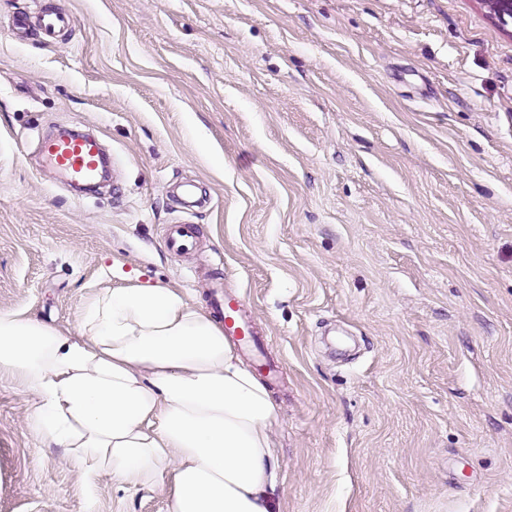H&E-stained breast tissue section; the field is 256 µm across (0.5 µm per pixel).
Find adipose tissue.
<instances>
[{
  "label": "adipose tissue",
  "mask_w": 512,
  "mask_h": 512,
  "mask_svg": "<svg viewBox=\"0 0 512 512\" xmlns=\"http://www.w3.org/2000/svg\"><path fill=\"white\" fill-rule=\"evenodd\" d=\"M86 480L159 485L168 512H274L279 414L218 319L161 285L103 288L68 331L0 313V376Z\"/></svg>",
  "instance_id": "ef3b65f1"
}]
</instances>
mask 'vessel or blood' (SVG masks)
Returning a JSON list of instances; mask_svg holds the SVG:
<instances>
[{"instance_id": "1", "label": "vessel or blood", "mask_w": 512, "mask_h": 512, "mask_svg": "<svg viewBox=\"0 0 512 512\" xmlns=\"http://www.w3.org/2000/svg\"><path fill=\"white\" fill-rule=\"evenodd\" d=\"M38 30L44 42L53 41L61 32L73 29L69 15L46 12L38 17L19 14L13 18V30L17 38L27 37L30 30ZM40 152L55 171L70 184H92L98 177L105 159L102 143L96 136L69 133L45 140ZM164 246L168 251L181 253L197 244V233L188 223L168 225L164 234ZM212 306L224 323V334L235 341H244L250 334L242 298L221 291H213Z\"/></svg>"}]
</instances>
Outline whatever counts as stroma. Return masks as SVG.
Masks as SVG:
<instances>
[{"label":"stroma","instance_id":"obj_1","mask_svg":"<svg viewBox=\"0 0 512 512\" xmlns=\"http://www.w3.org/2000/svg\"><path fill=\"white\" fill-rule=\"evenodd\" d=\"M73 17L16 40V12ZM88 129L77 197L39 155ZM193 181L185 209L178 184ZM194 224L196 248L162 242ZM244 300L281 375L276 512H512V18L491 0H0V312ZM0 379V512H166L86 486Z\"/></svg>","mask_w":512,"mask_h":512}]
</instances>
